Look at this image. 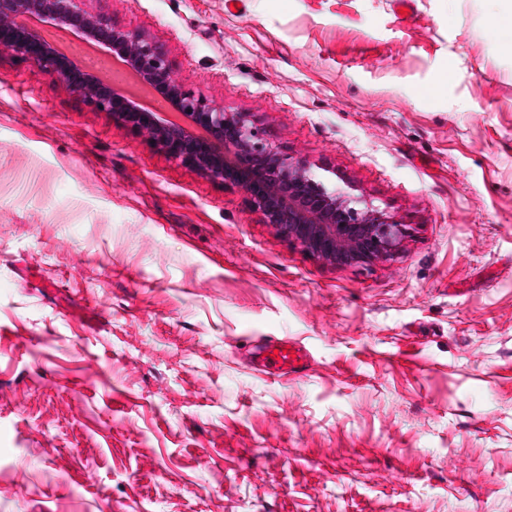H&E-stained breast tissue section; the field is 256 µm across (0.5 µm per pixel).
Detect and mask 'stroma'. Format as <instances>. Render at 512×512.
I'll use <instances>...</instances> for the list:
<instances>
[{
    "label": "stroma",
    "mask_w": 512,
    "mask_h": 512,
    "mask_svg": "<svg viewBox=\"0 0 512 512\" xmlns=\"http://www.w3.org/2000/svg\"><path fill=\"white\" fill-rule=\"evenodd\" d=\"M85 9L416 234L391 262H321L240 186L0 53V512H512V19ZM269 336L305 374L250 367Z\"/></svg>",
    "instance_id": "1"
}]
</instances>
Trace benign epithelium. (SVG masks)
<instances>
[{
    "label": "benign epithelium",
    "mask_w": 512,
    "mask_h": 512,
    "mask_svg": "<svg viewBox=\"0 0 512 512\" xmlns=\"http://www.w3.org/2000/svg\"><path fill=\"white\" fill-rule=\"evenodd\" d=\"M83 0H0V50L50 73L100 112L121 117L147 133L174 159L213 179L230 181L250 194L267 223L310 256L336 266H369L394 259L413 237L385 207L364 195L330 188L305 161L288 155L268 139L248 112H226L205 95L187 91L176 80L163 44L142 33L117 28L112 19H88ZM22 13L57 21L88 41L109 46L127 59L154 88L164 91L175 111L206 132L199 136L182 124L136 112L102 77L79 61L57 53L37 34L12 21Z\"/></svg>",
    "instance_id": "benign-epithelium-1"
}]
</instances>
